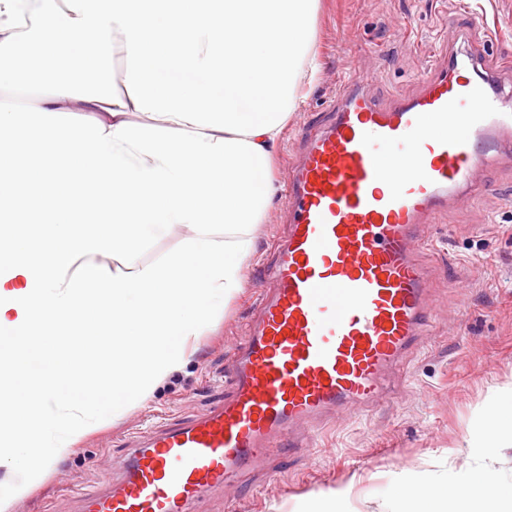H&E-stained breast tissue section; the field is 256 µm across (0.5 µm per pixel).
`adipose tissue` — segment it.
Returning <instances> with one entry per match:
<instances>
[{"label": "adipose tissue", "instance_id": "1", "mask_svg": "<svg viewBox=\"0 0 512 512\" xmlns=\"http://www.w3.org/2000/svg\"><path fill=\"white\" fill-rule=\"evenodd\" d=\"M25 4L0 0V85L38 93L0 107V512L215 331L321 72L319 0H38L23 25ZM481 447H512V393ZM393 509L512 512V482L476 469L450 498L419 481Z\"/></svg>", "mask_w": 512, "mask_h": 512}]
</instances>
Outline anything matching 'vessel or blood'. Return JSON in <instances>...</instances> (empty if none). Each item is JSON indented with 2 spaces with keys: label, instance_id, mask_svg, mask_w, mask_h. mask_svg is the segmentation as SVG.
Listing matches in <instances>:
<instances>
[{
  "label": "vessel or blood",
  "instance_id": "obj_1",
  "mask_svg": "<svg viewBox=\"0 0 512 512\" xmlns=\"http://www.w3.org/2000/svg\"><path fill=\"white\" fill-rule=\"evenodd\" d=\"M367 83L345 78L329 119L299 133L286 235L224 397L134 437L112 474L77 494L76 512H190L202 494L299 448V427L367 412L406 381L432 309L419 259L429 226L473 198L483 167L512 164V97L495 70L453 50L418 93L390 106Z\"/></svg>",
  "mask_w": 512,
  "mask_h": 512
}]
</instances>
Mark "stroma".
Masks as SVG:
<instances>
[{
    "label": "stroma",
    "mask_w": 512,
    "mask_h": 512,
    "mask_svg": "<svg viewBox=\"0 0 512 512\" xmlns=\"http://www.w3.org/2000/svg\"><path fill=\"white\" fill-rule=\"evenodd\" d=\"M318 84L285 133L324 116L344 77L364 71L383 105L412 96L426 62L454 35L461 52L479 53L512 87V0H320ZM488 191L450 206L430 227L432 328L410 356V380L365 415L341 417L309 434V447L276 457L266 474L226 493H209L194 512H303L313 494L359 477L348 512H388L394 490L421 473L444 488L480 464L476 439L488 396L512 385V166L491 164ZM283 198L259 225L257 256L243 269V292L185 368L149 402L86 437L12 512H69L73 492L109 473L128 440L151 427L207 409L224 393V373L250 319L276 236Z\"/></svg>",
    "instance_id": "stroma-1"
}]
</instances>
